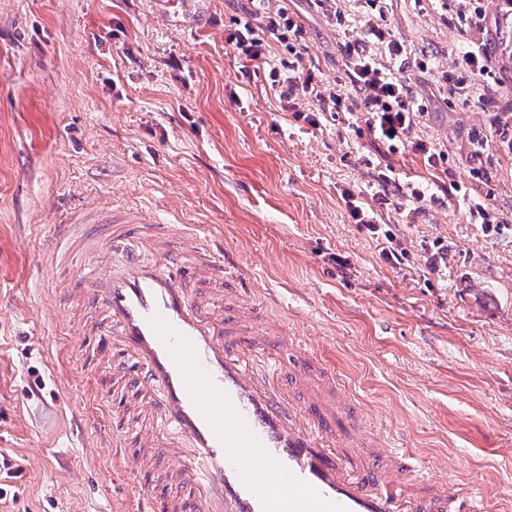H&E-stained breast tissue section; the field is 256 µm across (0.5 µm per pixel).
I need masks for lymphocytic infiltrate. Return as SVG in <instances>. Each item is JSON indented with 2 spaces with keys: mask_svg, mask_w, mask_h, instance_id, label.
I'll list each match as a JSON object with an SVG mask.
<instances>
[{
  "mask_svg": "<svg viewBox=\"0 0 512 512\" xmlns=\"http://www.w3.org/2000/svg\"><path fill=\"white\" fill-rule=\"evenodd\" d=\"M365 23L358 39L347 50V90L317 81V62L307 51L306 32L286 8H264L236 19L226 42L254 67L267 64L274 45H285L289 57L282 60L284 78L273 81L282 111L318 126L319 114L362 117L367 133L388 148L410 145L421 154L425 166L441 165L444 154L427 144L417 132L423 106L409 85L394 76L390 64L404 48L392 31L382 27L380 0H362ZM310 104L311 115H303L299 101Z\"/></svg>",
  "mask_w": 512,
  "mask_h": 512,
  "instance_id": "f902f5d3",
  "label": "lymphocytic infiltrate"
}]
</instances>
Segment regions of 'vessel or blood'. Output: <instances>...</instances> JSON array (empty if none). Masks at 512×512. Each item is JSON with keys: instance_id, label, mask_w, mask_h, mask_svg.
Instances as JSON below:
<instances>
[{"instance_id": "b4317fda", "label": "vessel or blood", "mask_w": 512, "mask_h": 512, "mask_svg": "<svg viewBox=\"0 0 512 512\" xmlns=\"http://www.w3.org/2000/svg\"><path fill=\"white\" fill-rule=\"evenodd\" d=\"M106 225L103 236L86 233ZM59 258L86 270L88 336L107 343L97 366L145 392L149 422L130 452L112 420L113 455L137 477L171 465L163 494L138 512H483L475 496L415 474L384 433L365 434L336 407V377L313 357L289 371L285 324L226 266L224 250L144 210L81 209L55 227Z\"/></svg>"}]
</instances>
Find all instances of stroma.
Instances as JSON below:
<instances>
[{"mask_svg": "<svg viewBox=\"0 0 512 512\" xmlns=\"http://www.w3.org/2000/svg\"><path fill=\"white\" fill-rule=\"evenodd\" d=\"M323 82H345L346 31L313 0H281ZM251 0H0V512H118L141 496L112 469L83 382L89 317L74 267L51 261L69 208H146L222 241L240 287L335 371L339 397L388 429L424 475L512 512V0H384L392 70L423 104L436 169L346 122L281 111L268 68L225 41ZM478 25H467L472 14ZM477 48L489 76L459 60ZM467 94H457L459 83ZM385 239L342 190L386 167ZM425 194L411 210L400 185ZM506 216L488 230L469 209ZM444 251L436 267L426 260Z\"/></svg>", "mask_w": 512, "mask_h": 512, "instance_id": "1", "label": "stroma"}]
</instances>
